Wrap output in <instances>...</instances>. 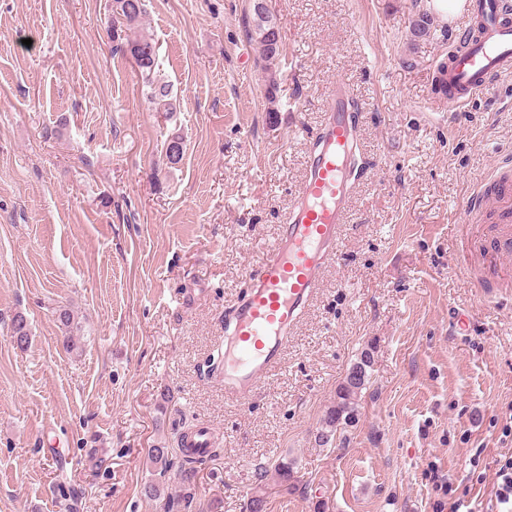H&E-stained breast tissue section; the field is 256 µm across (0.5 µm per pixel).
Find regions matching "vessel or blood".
I'll list each match as a JSON object with an SVG mask.
<instances>
[{
    "mask_svg": "<svg viewBox=\"0 0 512 512\" xmlns=\"http://www.w3.org/2000/svg\"><path fill=\"white\" fill-rule=\"evenodd\" d=\"M512 73V12L501 0H472L465 38L437 67L449 109L486 90L491 76ZM355 119L344 83L327 104L325 119L312 134L309 156L287 224L250 276L247 293L224 318V393L250 399L265 374L284 362L288 337L320 288V277L339 258L351 182L359 173ZM494 192L484 187L469 196L467 213L497 209L504 222L489 244V259L500 264L512 253V174L494 171Z\"/></svg>",
    "mask_w": 512,
    "mask_h": 512,
    "instance_id": "vessel-or-blood-1",
    "label": "vessel or blood"
}]
</instances>
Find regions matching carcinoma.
Masks as SVG:
<instances>
[{
    "instance_id": "obj_1",
    "label": "carcinoma",
    "mask_w": 512,
    "mask_h": 512,
    "mask_svg": "<svg viewBox=\"0 0 512 512\" xmlns=\"http://www.w3.org/2000/svg\"><path fill=\"white\" fill-rule=\"evenodd\" d=\"M114 4L115 8L119 10V14L129 23L138 21L146 13V0H114ZM252 18V38L255 39L264 61L271 65L280 55V47L272 46L269 39V30L277 26V22L272 14L265 18L254 14ZM156 65L157 62L153 61L142 68L146 96L156 111L169 112L171 111L169 84L155 72ZM11 337L16 339L20 346H27L30 343V328L26 317L21 313L15 314L12 318ZM372 365L373 352L367 348L361 352L360 357L349 368L344 380L336 390V400L328 409L322 427L317 431L316 440L321 445L333 444L337 432L345 430L355 421L356 400L370 382ZM148 459L156 472V478L143 486L142 494L149 501H155L161 497L163 487L160 482L168 472L173 469L177 470L182 482L188 484L194 478L196 464L199 463L198 459L189 456L183 450L178 455L173 454V449L165 445L149 449ZM294 469H296V462L286 458L274 465L279 483L286 485L291 491H298L300 486L294 480ZM53 492L62 505L68 508L77 504L81 496L79 488L63 478L56 480Z\"/></svg>"
}]
</instances>
